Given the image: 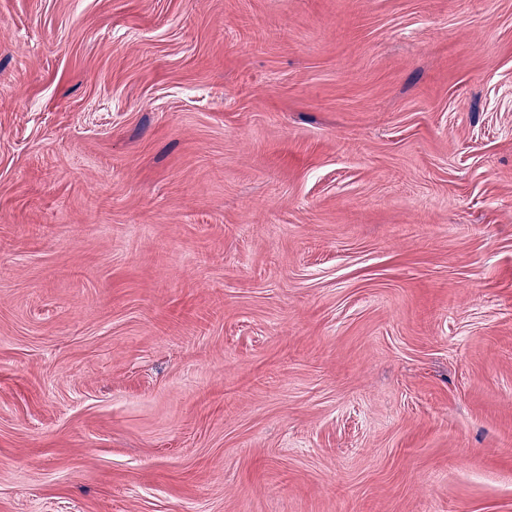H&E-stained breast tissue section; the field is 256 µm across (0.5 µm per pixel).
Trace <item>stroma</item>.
<instances>
[{
  "label": "stroma",
  "mask_w": 512,
  "mask_h": 512,
  "mask_svg": "<svg viewBox=\"0 0 512 512\" xmlns=\"http://www.w3.org/2000/svg\"><path fill=\"white\" fill-rule=\"evenodd\" d=\"M0 512H512V0H0Z\"/></svg>",
  "instance_id": "stroma-1"
}]
</instances>
